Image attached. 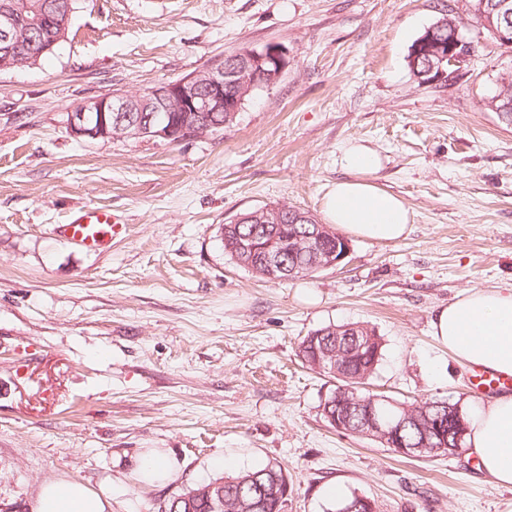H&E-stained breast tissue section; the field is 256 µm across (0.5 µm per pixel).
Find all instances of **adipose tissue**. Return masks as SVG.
<instances>
[{
  "label": "adipose tissue",
  "instance_id": "adipose-tissue-1",
  "mask_svg": "<svg viewBox=\"0 0 512 512\" xmlns=\"http://www.w3.org/2000/svg\"><path fill=\"white\" fill-rule=\"evenodd\" d=\"M346 179L337 180L324 195L322 210L329 224L347 235L376 242L402 239L412 212L404 200L381 189L372 179L378 162L360 144L343 148ZM439 344L460 365L477 366L512 376V289H470L439 307L431 318ZM466 446L481 474L499 486H512V394L467 406ZM108 496L75 480L44 482L34 512H107Z\"/></svg>",
  "mask_w": 512,
  "mask_h": 512
}]
</instances>
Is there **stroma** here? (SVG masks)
<instances>
[{"label": "stroma", "mask_w": 512, "mask_h": 512, "mask_svg": "<svg viewBox=\"0 0 512 512\" xmlns=\"http://www.w3.org/2000/svg\"><path fill=\"white\" fill-rule=\"evenodd\" d=\"M445 0H82L39 64L0 73V512H31L41 483L111 486L109 512L280 463L288 512H327L328 484L380 512H512V487L470 455L411 458L333 428L331 377L298 343L360 322L383 339L373 391L477 401L434 340V311L471 288L512 287V125L485 106L512 50L484 47L457 84L414 81L407 57ZM288 67L219 135L181 143L72 136L91 97L140 92L242 47ZM413 211L396 242L351 238L338 266L263 280L225 254L221 226L267 204L322 216L350 142ZM90 206L123 233L103 252L56 225ZM441 372H433V362ZM166 455L171 480L135 468Z\"/></svg>", "instance_id": "1"}]
</instances>
